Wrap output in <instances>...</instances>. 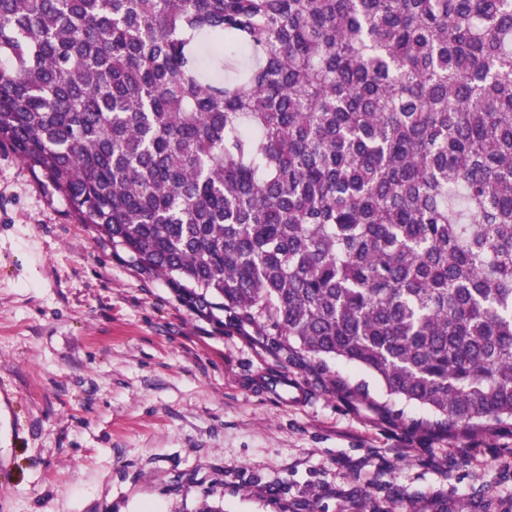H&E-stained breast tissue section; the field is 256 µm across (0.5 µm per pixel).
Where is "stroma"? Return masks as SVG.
<instances>
[{"label":"stroma","instance_id":"1","mask_svg":"<svg viewBox=\"0 0 512 512\" xmlns=\"http://www.w3.org/2000/svg\"><path fill=\"white\" fill-rule=\"evenodd\" d=\"M327 365L201 319L0 149V512H512V425L428 434Z\"/></svg>","mask_w":512,"mask_h":512}]
</instances>
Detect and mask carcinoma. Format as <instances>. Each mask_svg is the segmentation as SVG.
<instances>
[{
	"mask_svg": "<svg viewBox=\"0 0 512 512\" xmlns=\"http://www.w3.org/2000/svg\"><path fill=\"white\" fill-rule=\"evenodd\" d=\"M202 319L512 420V0H0V148Z\"/></svg>",
	"mask_w": 512,
	"mask_h": 512,
	"instance_id": "1",
	"label": "carcinoma"
}]
</instances>
